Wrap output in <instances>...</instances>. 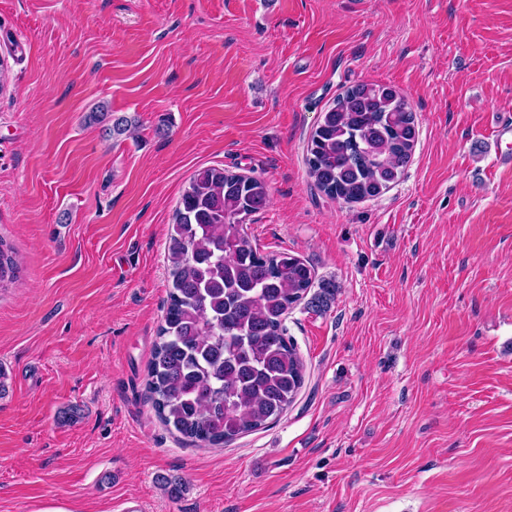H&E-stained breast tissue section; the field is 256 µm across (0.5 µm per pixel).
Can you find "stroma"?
Segmentation results:
<instances>
[{
  "label": "stroma",
  "instance_id": "stroma-1",
  "mask_svg": "<svg viewBox=\"0 0 512 512\" xmlns=\"http://www.w3.org/2000/svg\"><path fill=\"white\" fill-rule=\"evenodd\" d=\"M0 512H512V0H0ZM397 89L401 179L345 204L305 157L350 87ZM137 121L113 139L98 105ZM265 181L248 234L333 281L285 325L281 418L220 448L147 399L192 174ZM179 480L171 496L160 477ZM505 144L508 152H504L502 145ZM512 144V118L502 120L495 130L494 149L496 157L502 163L510 162V148ZM19 264L11 245L0 238V289L18 278Z\"/></svg>",
  "mask_w": 512,
  "mask_h": 512
}]
</instances>
